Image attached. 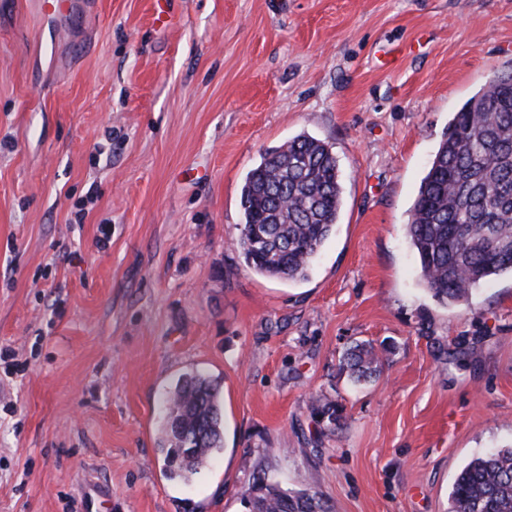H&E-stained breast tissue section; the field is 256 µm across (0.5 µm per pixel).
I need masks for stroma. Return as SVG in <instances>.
Returning <instances> with one entry per match:
<instances>
[{"instance_id":"obj_1","label":"stroma","mask_w":512,"mask_h":512,"mask_svg":"<svg viewBox=\"0 0 512 512\" xmlns=\"http://www.w3.org/2000/svg\"><path fill=\"white\" fill-rule=\"evenodd\" d=\"M0 11V512H245L259 469L336 512H449L512 445V278L443 306L406 226L455 112L512 69V0H97L45 49ZM306 134L341 173L307 279L236 241L263 154ZM111 244L94 245L101 225ZM385 349L363 386L342 352ZM224 384V448L160 450L184 373ZM344 418L323 435L311 395Z\"/></svg>"}]
</instances>
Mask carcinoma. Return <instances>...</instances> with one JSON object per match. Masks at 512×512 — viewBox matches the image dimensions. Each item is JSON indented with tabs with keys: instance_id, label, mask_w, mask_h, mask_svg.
<instances>
[{
	"instance_id": "1",
	"label": "carcinoma",
	"mask_w": 512,
	"mask_h": 512,
	"mask_svg": "<svg viewBox=\"0 0 512 512\" xmlns=\"http://www.w3.org/2000/svg\"><path fill=\"white\" fill-rule=\"evenodd\" d=\"M342 204L340 169L322 141L298 135L265 152L241 189L236 242L255 272L304 279L332 235ZM421 284L444 305L466 302L482 281L512 276V70L495 76L456 112L422 179L407 224ZM382 356L370 344L346 349L339 370L354 385L376 380ZM323 434L343 407L310 400ZM166 461L173 474L198 473L224 448L219 382L181 376L164 402ZM450 512H512V447L472 459L456 477ZM247 512H334L322 494L294 490L258 470L242 493Z\"/></svg>"
}]
</instances>
